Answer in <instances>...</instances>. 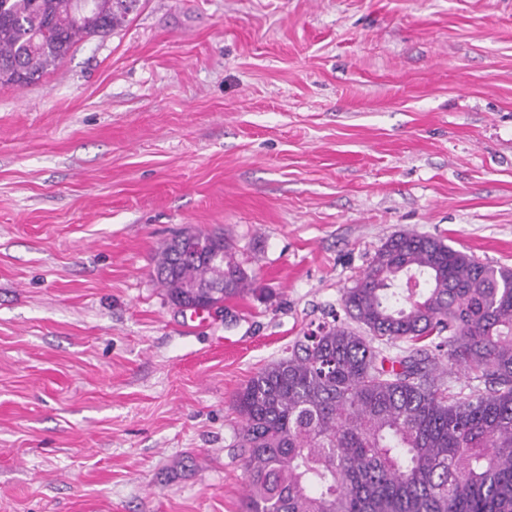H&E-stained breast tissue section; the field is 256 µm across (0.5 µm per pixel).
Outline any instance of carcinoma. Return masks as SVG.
<instances>
[{
    "label": "carcinoma",
    "mask_w": 512,
    "mask_h": 512,
    "mask_svg": "<svg viewBox=\"0 0 512 512\" xmlns=\"http://www.w3.org/2000/svg\"><path fill=\"white\" fill-rule=\"evenodd\" d=\"M127 6L0 0V84L30 85ZM177 239L153 277L170 302L224 304L250 277L221 231ZM209 281L218 288H198ZM332 315L236 394L246 512H512V269L438 237L390 236ZM408 347L393 354L388 344Z\"/></svg>",
    "instance_id": "obj_1"
}]
</instances>
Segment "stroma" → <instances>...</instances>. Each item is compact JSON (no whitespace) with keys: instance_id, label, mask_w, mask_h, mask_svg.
<instances>
[{"instance_id":"obj_1","label":"stroma","mask_w":512,"mask_h":512,"mask_svg":"<svg viewBox=\"0 0 512 512\" xmlns=\"http://www.w3.org/2000/svg\"><path fill=\"white\" fill-rule=\"evenodd\" d=\"M399 232L512 268V0H141L0 85V512H244L236 394ZM197 234L209 242L212 250L222 257L210 265L207 260L191 257L198 250L196 231L186 229L179 234L182 247L176 236L165 243L156 253L153 262V277L164 288L171 303L192 307L202 304L223 305L229 299L243 296L250 290V277L236 255L234 245L224 238L221 231H197ZM191 254V255H190ZM210 281L223 284L222 288H193L197 283ZM182 310L194 311V308L177 306Z\"/></svg>"}]
</instances>
